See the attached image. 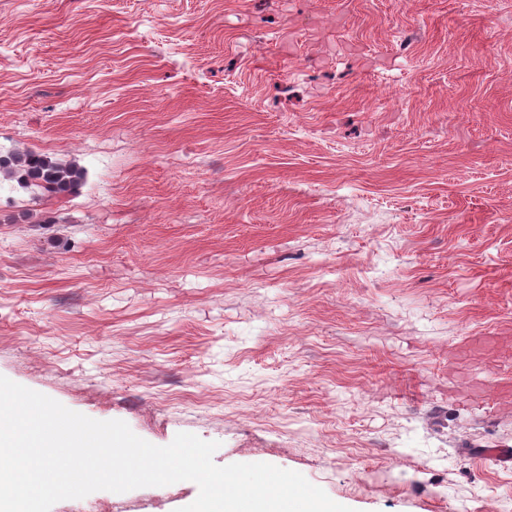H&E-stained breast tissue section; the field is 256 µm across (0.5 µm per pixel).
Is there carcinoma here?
I'll use <instances>...</instances> for the list:
<instances>
[{
  "instance_id": "cac0c4a2",
  "label": "carcinoma",
  "mask_w": 512,
  "mask_h": 512,
  "mask_svg": "<svg viewBox=\"0 0 512 512\" xmlns=\"http://www.w3.org/2000/svg\"><path fill=\"white\" fill-rule=\"evenodd\" d=\"M0 175L17 182L23 189L50 188L54 194L75 188L82 173L73 165L46 153L26 151L20 154H0Z\"/></svg>"
}]
</instances>
